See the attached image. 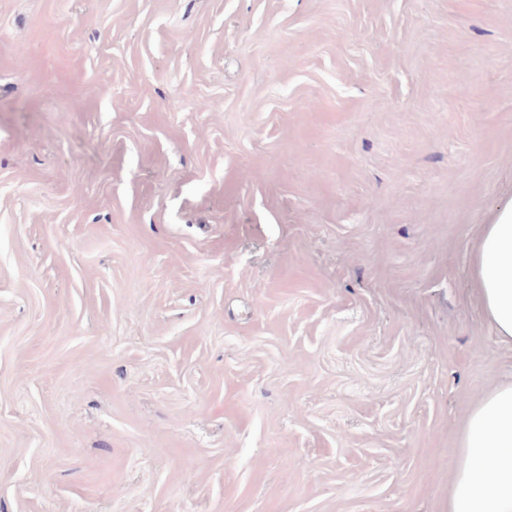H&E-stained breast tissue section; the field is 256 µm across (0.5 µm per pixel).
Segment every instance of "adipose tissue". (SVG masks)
<instances>
[{
    "label": "adipose tissue",
    "instance_id": "1",
    "mask_svg": "<svg viewBox=\"0 0 512 512\" xmlns=\"http://www.w3.org/2000/svg\"><path fill=\"white\" fill-rule=\"evenodd\" d=\"M471 267L487 319L512 344V206L482 225ZM455 453L448 512H512V380L470 407Z\"/></svg>",
    "mask_w": 512,
    "mask_h": 512
}]
</instances>
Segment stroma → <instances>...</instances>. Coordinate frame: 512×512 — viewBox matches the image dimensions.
<instances>
[{
    "label": "stroma",
    "instance_id": "35a3bbf8",
    "mask_svg": "<svg viewBox=\"0 0 512 512\" xmlns=\"http://www.w3.org/2000/svg\"><path fill=\"white\" fill-rule=\"evenodd\" d=\"M510 203L512 0H0V512H447ZM472 278L485 315L503 343L512 344V204L484 224L472 255Z\"/></svg>",
    "mask_w": 512,
    "mask_h": 512
}]
</instances>
